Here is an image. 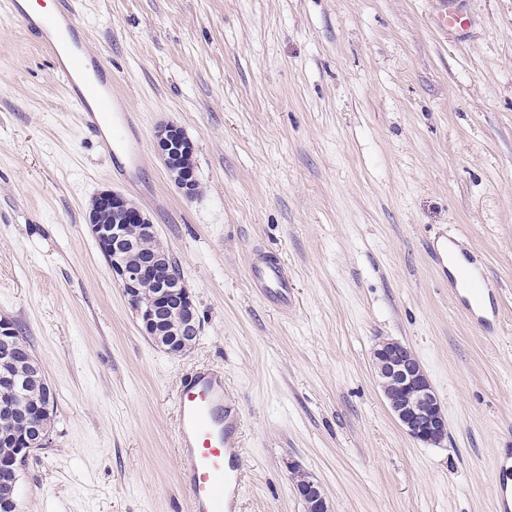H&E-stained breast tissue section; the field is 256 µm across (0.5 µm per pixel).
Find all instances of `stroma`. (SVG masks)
Listing matches in <instances>:
<instances>
[{
  "instance_id": "35a3bbf8",
  "label": "stroma",
  "mask_w": 512,
  "mask_h": 512,
  "mask_svg": "<svg viewBox=\"0 0 512 512\" xmlns=\"http://www.w3.org/2000/svg\"><path fill=\"white\" fill-rule=\"evenodd\" d=\"M140 137L138 184L113 172L45 49L0 14V317L54 395L50 447L22 512H191L174 397L223 369L239 412L240 512H495L512 448V0H78ZM451 12L448 29L435 17ZM194 143V198L159 159V125ZM152 219L190 288L195 346L140 330L86 223L99 192ZM495 288L498 331L456 298L448 247ZM297 302L267 306L254 249ZM411 347L448 416L412 440L371 363ZM492 488L499 512L512 511V448L497 449ZM299 473V472H297ZM297 495L306 502L308 512H328L329 505L321 485L307 473H299L295 481Z\"/></svg>"
}]
</instances>
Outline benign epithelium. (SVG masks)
<instances>
[{"mask_svg":"<svg viewBox=\"0 0 512 512\" xmlns=\"http://www.w3.org/2000/svg\"><path fill=\"white\" fill-rule=\"evenodd\" d=\"M156 150L166 168L175 162V153H191L192 140L174 124H165L156 132ZM174 183L187 197L198 189L195 173L187 172ZM123 210L135 233L118 224L101 223L106 210ZM88 225L98 248L112 271V277L135 309L142 333L158 332L166 311H171L173 339L167 350H185L186 336H199L201 322L196 305L184 279L168 272V254L156 244L155 225L132 200L116 191H103L88 212ZM373 366L389 411L413 440L440 445L448 438V421L429 378L412 349L394 340L380 342L372 352ZM32 435L14 436L19 454L0 460V484L15 485L18 472L40 448L48 447L49 431L33 426ZM297 495L306 502L308 512H329L321 485L307 473L297 475Z\"/></svg>","mask_w":512,"mask_h":512,"instance_id":"1","label":"benign epithelium"}]
</instances>
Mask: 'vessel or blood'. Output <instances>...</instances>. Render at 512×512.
Returning a JSON list of instances; mask_svg holds the SVG:
<instances>
[{
    "label": "vessel or blood",
    "mask_w": 512,
    "mask_h": 512,
    "mask_svg": "<svg viewBox=\"0 0 512 512\" xmlns=\"http://www.w3.org/2000/svg\"><path fill=\"white\" fill-rule=\"evenodd\" d=\"M0 13L16 21L50 55L67 99L83 122L99 132L108 155L123 151L131 168L139 162L136 142L128 131L134 120L112 87L101 54L77 21L74 0H53L48 11L35 10L30 0H0ZM252 286L268 303L284 307L291 300L286 267L259 253L251 267ZM457 297L478 324L498 328L499 313L491 309L484 289H458ZM230 397L221 370L202 366L189 372L174 398L177 422L179 480L187 490L192 512H239L244 488L240 458V418L228 412ZM492 488L498 512H512V448L498 449Z\"/></svg>",
    "instance_id": "obj_1"
}]
</instances>
